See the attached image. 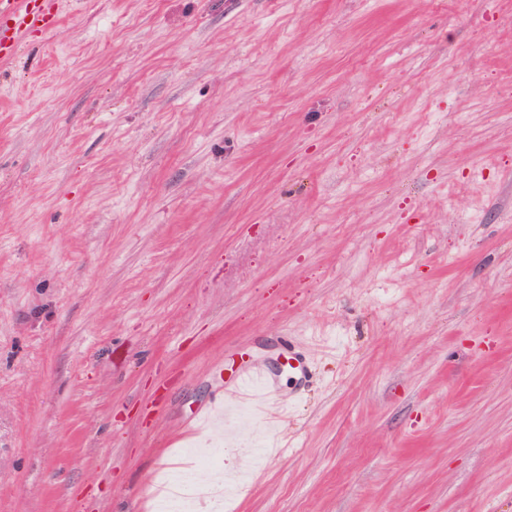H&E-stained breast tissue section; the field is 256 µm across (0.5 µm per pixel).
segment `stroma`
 <instances>
[{
	"label": "stroma",
	"instance_id": "obj_1",
	"mask_svg": "<svg viewBox=\"0 0 512 512\" xmlns=\"http://www.w3.org/2000/svg\"><path fill=\"white\" fill-rule=\"evenodd\" d=\"M0 61V512H512V0H65ZM275 428L184 435L243 368Z\"/></svg>",
	"mask_w": 512,
	"mask_h": 512
}]
</instances>
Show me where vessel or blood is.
Instances as JSON below:
<instances>
[{
  "mask_svg": "<svg viewBox=\"0 0 512 512\" xmlns=\"http://www.w3.org/2000/svg\"><path fill=\"white\" fill-rule=\"evenodd\" d=\"M58 0H0V60L10 59L20 42L29 34L54 30L60 21L56 8ZM245 399L257 401L260 406L274 405L279 391L267 372L260 368L241 370L235 380L223 388L211 407L197 410L192 422L208 421L214 411L230 402Z\"/></svg>",
  "mask_w": 512,
  "mask_h": 512,
  "instance_id": "obj_1",
  "label": "vessel or blood"
}]
</instances>
